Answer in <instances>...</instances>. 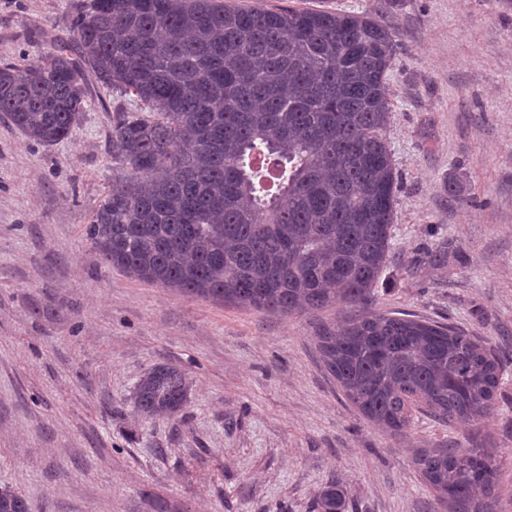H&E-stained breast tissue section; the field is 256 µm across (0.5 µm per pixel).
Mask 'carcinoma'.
<instances>
[{"label":"carcinoma","instance_id":"cac0c4a2","mask_svg":"<svg viewBox=\"0 0 512 512\" xmlns=\"http://www.w3.org/2000/svg\"><path fill=\"white\" fill-rule=\"evenodd\" d=\"M73 45L0 66V114L43 146L68 138L89 77L112 89V185L86 227L104 263L181 294L245 308L365 304L390 262L397 173L387 145L392 31L368 14L222 0H87ZM131 96V109L123 98ZM327 371L371 423L417 413L470 424L496 405L497 353L438 321L362 314L316 336ZM189 382L157 364L137 410L177 416ZM437 512H496L487 448L417 451ZM334 483L318 512H344ZM0 512H28L0 487Z\"/></svg>","mask_w":512,"mask_h":512}]
</instances>
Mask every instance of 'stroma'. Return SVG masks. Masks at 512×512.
<instances>
[{
  "instance_id": "obj_1",
  "label": "stroma",
  "mask_w": 512,
  "mask_h": 512,
  "mask_svg": "<svg viewBox=\"0 0 512 512\" xmlns=\"http://www.w3.org/2000/svg\"><path fill=\"white\" fill-rule=\"evenodd\" d=\"M226 2L368 13L395 31L386 136L399 188L371 308L484 338L503 362L495 410L455 427L419 414L389 435L317 347L319 327L359 308H243L106 265L86 227L112 183V92L93 82L58 144L0 119V485L29 512H316L332 481L346 512H434L415 452L491 448L498 512H512V0ZM79 3L0 0V63L42 64ZM445 240L463 261H428ZM157 364L190 382L171 419L134 408Z\"/></svg>"
}]
</instances>
